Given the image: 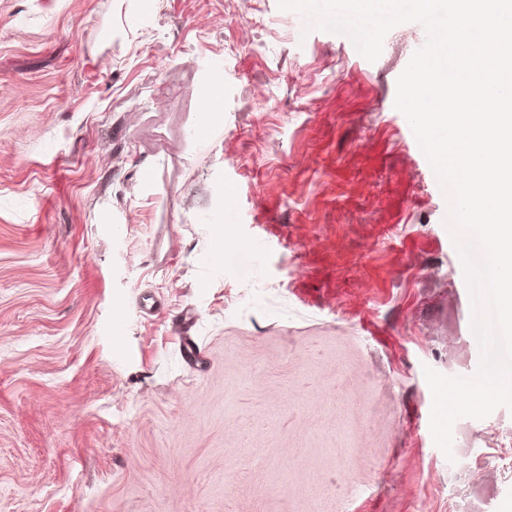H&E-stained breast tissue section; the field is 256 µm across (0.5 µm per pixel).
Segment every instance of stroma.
<instances>
[{
  "mask_svg": "<svg viewBox=\"0 0 512 512\" xmlns=\"http://www.w3.org/2000/svg\"><path fill=\"white\" fill-rule=\"evenodd\" d=\"M421 38L0 0V512H512V410L458 419L452 466L430 431L424 367L478 360L394 107Z\"/></svg>",
  "mask_w": 512,
  "mask_h": 512,
  "instance_id": "1",
  "label": "stroma"
}]
</instances>
